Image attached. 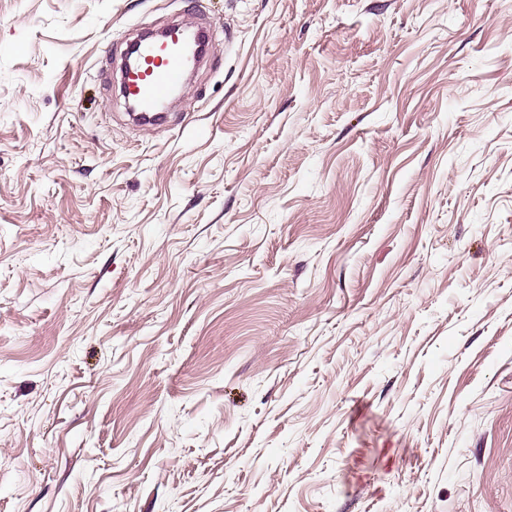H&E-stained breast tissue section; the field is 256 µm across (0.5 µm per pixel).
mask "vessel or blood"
Wrapping results in <instances>:
<instances>
[{"label":"vessel or blood","instance_id":"1","mask_svg":"<svg viewBox=\"0 0 512 512\" xmlns=\"http://www.w3.org/2000/svg\"><path fill=\"white\" fill-rule=\"evenodd\" d=\"M185 29L172 27L166 35H141L137 59L122 72L123 96L144 123L166 119L170 99L183 88L193 68Z\"/></svg>","mask_w":512,"mask_h":512}]
</instances>
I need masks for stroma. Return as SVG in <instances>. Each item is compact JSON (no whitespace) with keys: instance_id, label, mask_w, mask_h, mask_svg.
I'll return each instance as SVG.
<instances>
[{"instance_id":"stroma-1","label":"stroma","mask_w":512,"mask_h":512,"mask_svg":"<svg viewBox=\"0 0 512 512\" xmlns=\"http://www.w3.org/2000/svg\"><path fill=\"white\" fill-rule=\"evenodd\" d=\"M0 512H512V0H0ZM166 36L138 38L137 60L122 67V92L130 112L143 123L166 119L171 96L183 88L194 60L185 41V27L171 26ZM134 108V109H133Z\"/></svg>"}]
</instances>
